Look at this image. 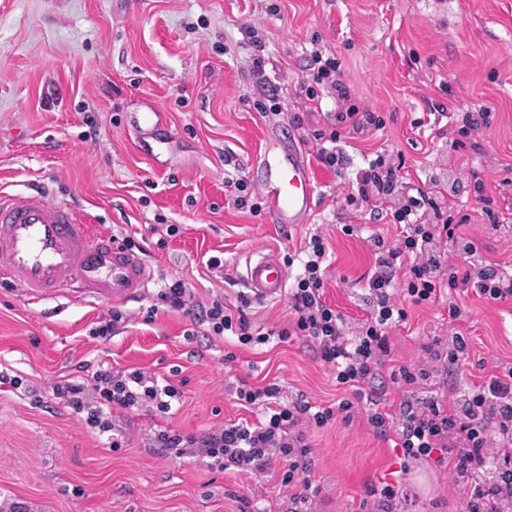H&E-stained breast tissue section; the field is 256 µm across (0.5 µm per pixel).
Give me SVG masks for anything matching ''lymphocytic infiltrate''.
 Wrapping results in <instances>:
<instances>
[{
  "label": "lymphocytic infiltrate",
  "mask_w": 512,
  "mask_h": 512,
  "mask_svg": "<svg viewBox=\"0 0 512 512\" xmlns=\"http://www.w3.org/2000/svg\"><path fill=\"white\" fill-rule=\"evenodd\" d=\"M340 95L348 103L337 115L342 130L331 133L329 146L318 147L316 153L318 162L334 171L342 170L345 163L339 147L342 131L360 133L382 125L374 113L351 104L348 89H341ZM403 180L401 166L380 157L369 168L360 170L351 183L347 196L351 206L367 208L375 216L384 215L392 223L410 227L409 233L391 242L379 235L372 237L375 270L366 281V315L355 336H346L343 314L325 298L322 264L327 244L318 235L310 238L303 271L288 292L292 330L314 344L323 365L335 371L338 384L353 389L373 433L383 436L397 431L403 459L427 460L434 452H447L456 477L473 487L470 496L462 501L460 512H512V456L494 455L488 448V434L492 431L497 433L502 447L507 450L512 446V368L475 386L452 412L439 396L416 391L417 382L429 376L428 369L416 363L399 368L407 392L398 414L380 409V399L372 386L390 353V329L407 319L399 298H408L414 305L435 303L440 285L445 282L453 289H474L476 295L490 302L512 301V277L503 275L497 263L487 262L474 275L467 271L444 274L447 258L436 248L439 240L453 243L454 255L461 261L479 251L477 242L458 234L456 225L444 217L439 205L444 189L419 192L407 204L385 209V202L398 192ZM425 207L432 210L434 223H420L417 214ZM199 322L214 335L228 332L237 336L243 345L267 341L263 334L253 333L250 317L241 305L230 307L214 300ZM92 379L89 385L57 384L52 391L66 397L74 412L85 414L90 427L102 432L109 428L111 408L128 409L149 403L165 415L182 397L172 383H147L137 370L116 376L99 369L93 372ZM235 395L241 405L264 406V420L227 425L201 439L167 427L155 432V442L177 458L184 455L186 448H194L197 454L208 458L210 468L220 471L234 467L262 473L276 463L283 467V483L290 486L311 469L307 429L325 426L335 411L352 409L348 402L335 409L317 407L301 396L281 404L280 387L275 383L256 388L243 382Z\"/></svg>",
  "instance_id": "lymphocytic-infiltrate-1"
}]
</instances>
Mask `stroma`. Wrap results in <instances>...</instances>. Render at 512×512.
Wrapping results in <instances>:
<instances>
[{"mask_svg": "<svg viewBox=\"0 0 512 512\" xmlns=\"http://www.w3.org/2000/svg\"><path fill=\"white\" fill-rule=\"evenodd\" d=\"M315 49L336 58L337 82L383 122L346 139L339 173L316 159L313 133L338 130L343 103L328 83L307 100ZM149 105L166 125L141 137L126 117ZM485 107L491 123L478 148L454 150L463 114ZM272 133L301 145L313 179L310 215L288 228L239 204L242 190L257 188L252 164ZM379 155L403 157L405 197L456 173L449 202L470 217L460 231L479 243L473 268L490 259L512 271V0H0V190L47 187L94 231L131 240L153 273L147 296L123 305L107 339L93 331L111 304L32 302L0 281V512H239L245 498L254 512H376L367 490L398 476L397 435H375L359 409L338 413L352 391L310 341L279 336L292 319L287 300H252L265 344L212 335L195 318L214 299L235 305L247 294L248 257L296 255L318 234L329 247L326 299L353 331L364 315L357 281L375 261L369 239L400 232L350 217L349 183ZM483 195L495 220L482 212ZM350 222L348 236L341 227ZM171 224L178 234L168 235ZM212 257L220 267H208ZM174 278L193 291L190 311L147 318ZM452 303L462 311L455 322ZM406 310L375 382L388 412L404 395L393 378L404 364L431 361L421 389L451 406L512 367L511 302L445 289L435 304ZM455 330L468 344L458 366L446 359ZM100 366L170 380L182 400L167 419L148 404L113 409L110 431L95 432L50 386ZM243 380L278 382L284 404L302 394L335 408L329 424L307 432L317 497L282 485L276 468L217 472L154 443L163 425L199 438L254 420L259 408L234 395ZM410 468L392 512H455L465 499L469 486L448 464Z\"/></svg>", "mask_w": 512, "mask_h": 512, "instance_id": "obj_1", "label": "stroma"}]
</instances>
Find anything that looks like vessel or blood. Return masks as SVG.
<instances>
[{
    "instance_id": "obj_1",
    "label": "vessel or blood",
    "mask_w": 512,
    "mask_h": 512,
    "mask_svg": "<svg viewBox=\"0 0 512 512\" xmlns=\"http://www.w3.org/2000/svg\"><path fill=\"white\" fill-rule=\"evenodd\" d=\"M164 120L153 107L130 117L145 134ZM258 166L263 172L258 185L273 221L285 227L301 223L313 198L311 171L298 145L267 140ZM0 277L31 301L77 295L125 303L146 296L152 272L139 255L94 232L73 207L49 200L38 188L21 197L0 194ZM243 280L255 298L275 302L285 295L288 268L278 253L252 256Z\"/></svg>"
}]
</instances>
